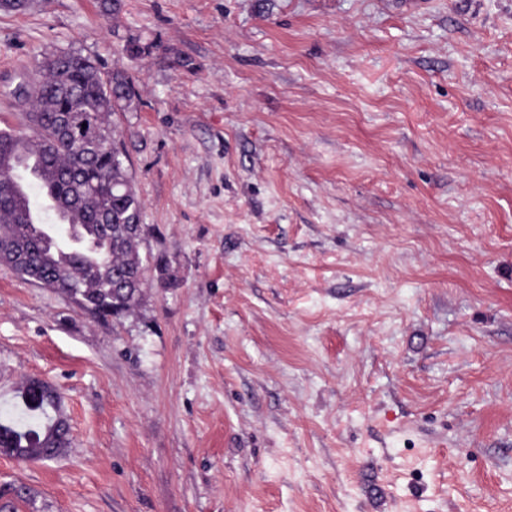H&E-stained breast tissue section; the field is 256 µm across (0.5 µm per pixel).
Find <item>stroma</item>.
Wrapping results in <instances>:
<instances>
[{
  "instance_id": "obj_1",
  "label": "stroma",
  "mask_w": 512,
  "mask_h": 512,
  "mask_svg": "<svg viewBox=\"0 0 512 512\" xmlns=\"http://www.w3.org/2000/svg\"><path fill=\"white\" fill-rule=\"evenodd\" d=\"M67 51L134 82L170 265L118 320L0 265V408L43 378L73 437L0 456L19 512H512V0H38L0 127Z\"/></svg>"
}]
</instances>
